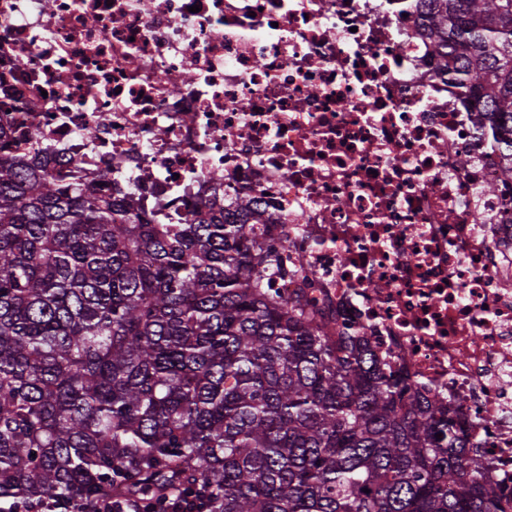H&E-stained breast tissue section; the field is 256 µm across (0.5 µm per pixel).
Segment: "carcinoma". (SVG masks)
<instances>
[{
    "mask_svg": "<svg viewBox=\"0 0 512 512\" xmlns=\"http://www.w3.org/2000/svg\"><path fill=\"white\" fill-rule=\"evenodd\" d=\"M438 68L512 156V0H423ZM0 125V512H512L438 398L263 247L242 195L144 224Z\"/></svg>",
    "mask_w": 512,
    "mask_h": 512,
    "instance_id": "carcinoma-1",
    "label": "carcinoma"
}]
</instances>
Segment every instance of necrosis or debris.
Listing matches in <instances>:
<instances>
[{
  "mask_svg": "<svg viewBox=\"0 0 512 512\" xmlns=\"http://www.w3.org/2000/svg\"><path fill=\"white\" fill-rule=\"evenodd\" d=\"M419 24L416 0H0V121L151 224L260 200L294 271L271 287L444 398L507 495L512 158Z\"/></svg>",
  "mask_w": 512,
  "mask_h": 512,
  "instance_id": "4bbe7bcc",
  "label": "necrosis or debris"
}]
</instances>
